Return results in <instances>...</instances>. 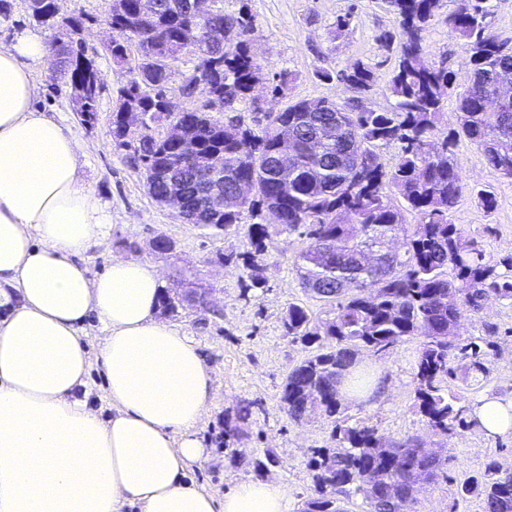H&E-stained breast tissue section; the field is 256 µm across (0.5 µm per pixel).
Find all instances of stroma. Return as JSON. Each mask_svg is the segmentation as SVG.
Returning <instances> with one entry per match:
<instances>
[{
    "label": "stroma",
    "instance_id": "stroma-1",
    "mask_svg": "<svg viewBox=\"0 0 512 512\" xmlns=\"http://www.w3.org/2000/svg\"><path fill=\"white\" fill-rule=\"evenodd\" d=\"M11 2V13L0 16V49L25 30L49 43L57 39L58 30L31 18L24 0ZM110 5L111 0H57L60 15L80 14L86 19L81 37L95 55L101 78L95 124L80 123L62 79L48 73L37 75V105L61 119L81 141L85 177L112 206L106 236L86 256L91 273H102L112 261L135 257L157 268L165 287L177 283L210 291L206 306L186 304L167 317L192 336L214 373L215 396L197 427L209 456L194 465L191 479L219 495L246 481L274 480L288 491V512H300L314 495L308 466L312 449L336 447L335 426L366 425L390 442L420 437L425 448L443 460L436 477L419 486L406 512H484L480 496L463 498L458 490L464 482L482 478L488 465L512 471V435L488 437L473 424L448 435L429 429L415 407L422 337H408L379 353L359 352L358 366L377 382L371 397L342 396L340 412L333 417L319 411L299 422L288 417L280 401L286 376L312 350L284 337L283 318L292 304L305 307L317 324L331 315L329 306L300 284L295 259L308 241L296 234L275 239L255 260L266 286L251 290L249 271L240 260L250 249L244 232L209 235L186 223L176 209L151 198L143 169L131 165L128 150L112 140V110L131 73L103 51L104 43L118 36L106 23ZM223 7L228 14L248 11L254 19L248 43L264 83L255 91L259 106L243 104L237 110L244 124L261 129L265 113L282 111L296 101L344 103L357 98L346 76L359 62L372 74L366 94L372 107L391 108L388 87L400 30L385 0H224ZM455 7V0H443L425 33V59L445 65L461 82L470 68L471 50L448 30V16ZM275 80L283 83L277 96L267 88ZM453 151L465 189L451 220L478 244L485 262L512 281V179L489 167L468 140H459ZM480 189L495 194L493 210L480 205ZM159 236L171 239L175 251L155 252L152 243ZM223 254L228 263L220 262ZM458 332L463 343L482 346L483 356L477 369L470 359L453 361L454 372L444 381L449 393L467 406L489 394L511 395L512 299L489 297L478 311L464 313ZM244 406L249 415L242 421L238 412ZM236 421L244 436L232 457L224 449V425Z\"/></svg>",
    "mask_w": 512,
    "mask_h": 512
}]
</instances>
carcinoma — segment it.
<instances>
[{
  "instance_id": "cac0c4a2",
  "label": "carcinoma",
  "mask_w": 512,
  "mask_h": 512,
  "mask_svg": "<svg viewBox=\"0 0 512 512\" xmlns=\"http://www.w3.org/2000/svg\"><path fill=\"white\" fill-rule=\"evenodd\" d=\"M441 0H391V11L402 37L389 91L391 109L363 110L362 101L344 105L345 134L336 133L335 113L307 112L305 102L265 115L262 134L249 127L238 137L225 133L223 115L252 96L259 64L250 54L247 35L252 16L219 8L215 17L236 42L212 47L205 24L183 7L184 0H126L121 12L109 11L106 22L123 39L105 46L112 61L129 65L132 79L120 90L112 110V137L120 147L123 114L135 107L142 113L146 133L133 148L131 162L143 167L148 192L160 201L171 192L162 171L174 167L182 177L224 185V198L235 195L237 183L251 181L257 195L235 210L210 212L201 229L220 236L246 230L252 249L264 251L274 238L297 233L308 245L297 256L304 288L334 316L312 325L307 309L292 304L283 319V335L306 346L312 356L294 366L286 377L281 403L294 421L320 409L334 415L340 408L338 384L352 367L359 349L384 351L410 336L425 338L416 362L419 412L434 431L448 434L468 425L469 407L448 397L443 382L453 373L456 356L473 359L480 367V348L463 344L457 325L463 313L477 311L491 294L512 297V282L484 262L483 253L465 240L451 220L464 188L461 172L448 149L464 136L486 163L512 177V99L497 110L486 101L507 84L512 92V48L484 35L492 0H457L448 15L451 34L472 47V68L457 97V128L437 145L434 132L444 112V97L454 84L445 67L424 58V33ZM31 16L38 22L63 26L64 38L51 44L59 58L60 76L69 86L77 112L98 111L100 78L93 59L73 35L80 16L55 21V0H33ZM135 46L137 57L129 56ZM168 53L175 60L190 55L194 73L211 85V96L199 108L172 116L161 100L169 68L150 59ZM361 93L370 89L371 71L361 63L346 76ZM182 122L183 140L168 141L152 134L162 120ZM402 144L395 166L380 164L353 174L357 159L352 148L366 155L390 142ZM289 153L293 178L284 185L277 177L276 159ZM395 192L418 216L413 230L389 202ZM403 235V251L380 265L362 261L364 248ZM341 451L318 449L309 462L315 496L300 512H346L342 499L362 492L368 512H404L415 486L436 475L441 462L422 450L419 438L391 445L368 426L338 427ZM490 477L461 486L460 497H483L485 512H512V472L488 466Z\"/></svg>"
}]
</instances>
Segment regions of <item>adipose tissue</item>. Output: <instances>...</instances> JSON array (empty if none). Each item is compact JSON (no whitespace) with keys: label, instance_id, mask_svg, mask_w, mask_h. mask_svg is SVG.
<instances>
[{"label":"adipose tissue","instance_id":"ef3b65f1","mask_svg":"<svg viewBox=\"0 0 512 512\" xmlns=\"http://www.w3.org/2000/svg\"><path fill=\"white\" fill-rule=\"evenodd\" d=\"M50 60L30 31L0 49V512H288L278 483L219 498L189 480L209 455L197 427L213 374L159 316L154 266L122 259L91 274L86 254L112 208L83 173L77 137L34 105ZM94 364L108 417L90 399ZM471 419L512 434V396L482 397Z\"/></svg>","mask_w":512,"mask_h":512}]
</instances>
